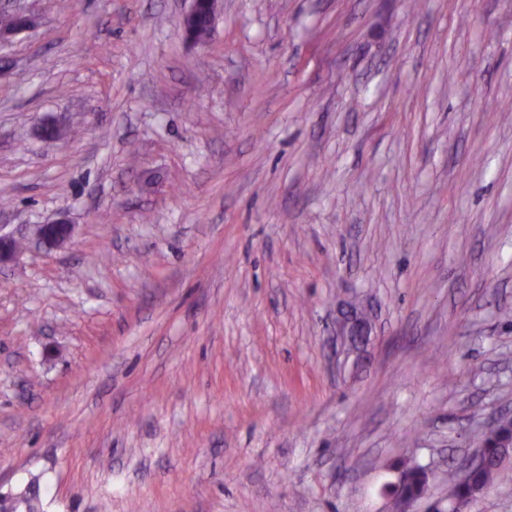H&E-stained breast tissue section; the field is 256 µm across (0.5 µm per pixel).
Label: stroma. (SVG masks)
Instances as JSON below:
<instances>
[{
  "instance_id": "stroma-1",
  "label": "stroma",
  "mask_w": 512,
  "mask_h": 512,
  "mask_svg": "<svg viewBox=\"0 0 512 512\" xmlns=\"http://www.w3.org/2000/svg\"><path fill=\"white\" fill-rule=\"evenodd\" d=\"M14 3L0 492L389 512L411 457L445 495L512 414V0H220L204 48L188 0ZM188 11L183 15L180 28L183 38L194 46L204 48L208 43V38L200 39L192 25V21H197L199 14L203 9L208 13L209 16V32L212 34L215 21V1L214 0H191ZM73 233L72 224H65L64 221H59L55 224H42L38 229V238L42 243L60 246L68 242ZM371 324L359 314L356 307L342 312L339 334L352 350H360L371 336Z\"/></svg>"
}]
</instances>
